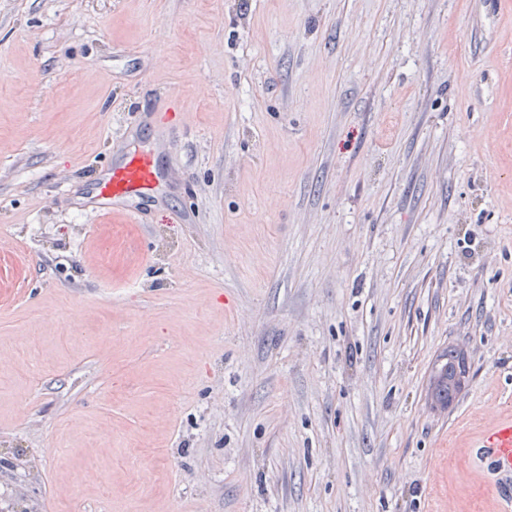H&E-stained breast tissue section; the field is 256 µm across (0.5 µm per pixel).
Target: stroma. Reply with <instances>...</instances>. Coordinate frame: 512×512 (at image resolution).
Here are the masks:
<instances>
[{"mask_svg": "<svg viewBox=\"0 0 512 512\" xmlns=\"http://www.w3.org/2000/svg\"><path fill=\"white\" fill-rule=\"evenodd\" d=\"M130 135L163 178L104 229ZM0 144L23 512H496L470 444L512 413V0H0ZM442 362L436 368L440 387L435 386L433 401L445 408L454 402L463 384L458 379V376L462 373L460 355L454 350H448Z\"/></svg>", "mask_w": 512, "mask_h": 512, "instance_id": "35a3bbf8", "label": "stroma"}]
</instances>
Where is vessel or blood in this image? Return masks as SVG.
<instances>
[{
	"instance_id": "vessel-or-blood-1",
	"label": "vessel or blood",
	"mask_w": 512,
	"mask_h": 512,
	"mask_svg": "<svg viewBox=\"0 0 512 512\" xmlns=\"http://www.w3.org/2000/svg\"><path fill=\"white\" fill-rule=\"evenodd\" d=\"M159 182L153 155L135 147L128 149L121 161L109 164L97 184L100 209L106 212L119 207L131 222H139V213L129 202L154 192ZM473 454L491 475L499 512H512V416L500 414L487 423L473 444Z\"/></svg>"
}]
</instances>
